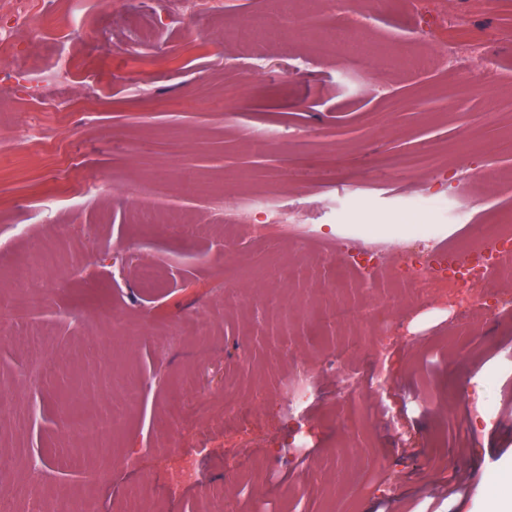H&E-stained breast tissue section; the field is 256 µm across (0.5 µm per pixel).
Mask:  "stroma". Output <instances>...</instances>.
Returning <instances> with one entry per match:
<instances>
[{
	"label": "stroma",
	"mask_w": 512,
	"mask_h": 512,
	"mask_svg": "<svg viewBox=\"0 0 512 512\" xmlns=\"http://www.w3.org/2000/svg\"><path fill=\"white\" fill-rule=\"evenodd\" d=\"M50 0L12 29L0 70V496L15 512L69 499L93 512H485L512 471V278L462 315L393 300L355 262L362 243L400 258L404 239L464 247L512 225V0ZM287 43L225 41L238 21ZM486 44L495 76L446 69L449 46ZM433 67L410 72L405 58ZM80 74L74 112L30 98L62 63ZM236 95H229V88ZM426 152L425 170L388 161ZM494 165L495 184L471 174ZM179 211L140 222L146 199ZM230 236L217 205L265 225ZM59 240L53 263L40 247ZM118 249L116 260L104 251ZM161 287H143L141 264ZM339 273L338 281L321 274ZM372 279L356 309L387 306L394 339L371 384L382 325L332 334L308 322L339 286ZM57 358L9 337L28 294ZM291 320L287 334L255 343ZM310 374L305 404L287 388ZM251 413L224 431L241 405ZM124 414L85 446L76 412ZM194 460L192 481L169 479Z\"/></svg>",
	"instance_id": "stroma-1"
}]
</instances>
